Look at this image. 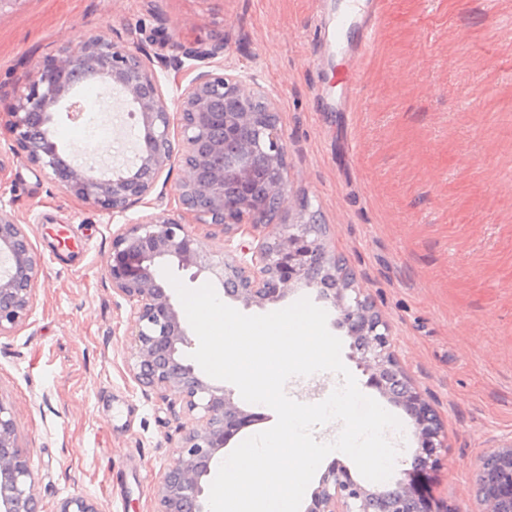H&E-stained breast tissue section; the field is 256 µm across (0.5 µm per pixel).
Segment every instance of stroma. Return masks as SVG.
<instances>
[{
	"mask_svg": "<svg viewBox=\"0 0 512 512\" xmlns=\"http://www.w3.org/2000/svg\"><path fill=\"white\" fill-rule=\"evenodd\" d=\"M339 2L22 0L0 14V203L41 262L28 318L0 336V401L44 512L74 494L99 512H155L191 423L129 370L132 305L108 273L122 218L16 154L1 118L37 61L99 35L143 49L168 96L188 81L164 65L176 47L218 41L226 72L272 92L288 134L281 218L306 208L325 224L328 254L387 322L446 436L429 495L479 512L475 476L512 438V0H384L344 111L333 76L348 55L321 30ZM101 118L104 163L131 156L136 116Z\"/></svg>",
	"mask_w": 512,
	"mask_h": 512,
	"instance_id": "1",
	"label": "stroma"
}]
</instances>
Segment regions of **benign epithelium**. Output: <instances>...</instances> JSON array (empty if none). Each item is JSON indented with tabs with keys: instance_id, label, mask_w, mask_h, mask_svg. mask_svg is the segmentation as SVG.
<instances>
[{
	"instance_id": "benign-epithelium-1",
	"label": "benign epithelium",
	"mask_w": 512,
	"mask_h": 512,
	"mask_svg": "<svg viewBox=\"0 0 512 512\" xmlns=\"http://www.w3.org/2000/svg\"><path fill=\"white\" fill-rule=\"evenodd\" d=\"M224 53V44L182 51L169 65L204 62ZM35 77L8 107L14 148L43 169L65 192L84 204L126 219L112 237L108 268L112 288L132 303L133 352L130 371L142 391L157 392L171 405L183 403L201 416L183 427L178 456L155 487L156 512H207L205 478L214 459L257 415L242 408L232 391L206 381L184 357L192 345L188 328L158 281L164 263L214 275L224 293L245 306H263L283 298L293 282L317 287L318 298L337 311L336 324L351 338L362 337L360 363L370 371L368 384L400 405L410 419L421 452L412 468L390 491L392 512H450L435 506L425 484L437 449L446 447L442 427L422 395L405 380L392 350L387 324L348 285L322 287L335 277L327 259L322 231L309 216L299 223H273L288 194V145L271 95L242 75L224 72L219 63L201 71L165 96L156 73L141 52L119 39L91 37L65 47L34 65ZM101 90L96 105L112 108L116 92L137 112L143 146L133 165L107 173L97 166L63 158L51 130L56 112L73 118L89 105L75 96L80 84ZM180 165L183 179L175 188L178 214L166 210L136 218L127 213L156 192L165 170ZM191 224H213L238 246L218 256L189 230ZM0 335L16 329L29 315L40 261L28 237L0 205ZM30 459L18 447L10 409L0 400V512H42L33 493ZM480 512H504L512 505V439L484 459L477 480ZM377 493L363 485L340 460L333 461L312 492L306 512H372ZM59 512H98L82 495L65 499Z\"/></svg>"
}]
</instances>
